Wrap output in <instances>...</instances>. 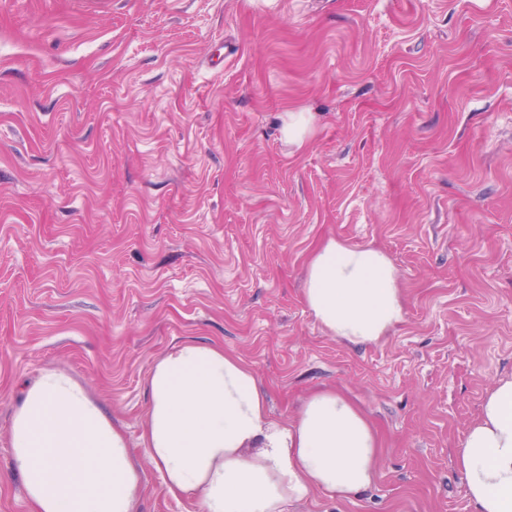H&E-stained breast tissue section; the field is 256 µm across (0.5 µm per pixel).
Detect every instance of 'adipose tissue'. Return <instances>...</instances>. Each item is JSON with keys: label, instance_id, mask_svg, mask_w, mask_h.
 Wrapping results in <instances>:
<instances>
[{"label": "adipose tissue", "instance_id": "ef3b65f1", "mask_svg": "<svg viewBox=\"0 0 512 512\" xmlns=\"http://www.w3.org/2000/svg\"><path fill=\"white\" fill-rule=\"evenodd\" d=\"M303 300L328 336L353 349L387 340L407 313L391 258L334 238L314 251ZM146 383L133 445L83 383L40 372L10 427L30 512H138L148 468L200 512H286L318 496L350 502L378 480L380 431L339 390H316L292 416L274 419L247 362L193 339L161 355ZM455 463L471 512H512V376L487 390Z\"/></svg>", "mask_w": 512, "mask_h": 512}]
</instances>
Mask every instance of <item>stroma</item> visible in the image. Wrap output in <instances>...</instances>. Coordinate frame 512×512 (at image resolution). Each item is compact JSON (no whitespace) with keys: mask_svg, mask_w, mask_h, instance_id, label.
<instances>
[{"mask_svg":"<svg viewBox=\"0 0 512 512\" xmlns=\"http://www.w3.org/2000/svg\"><path fill=\"white\" fill-rule=\"evenodd\" d=\"M330 238L398 269L379 345L303 301ZM188 339L248 362L274 418L327 385L379 428L371 490L290 512H471L454 448L512 375V0H0V512H29L25 384L67 371L134 442ZM140 512L198 505L151 472ZM310 118L307 112H290L283 128L284 135L289 142L302 145L308 135Z\"/></svg>","mask_w":512,"mask_h":512,"instance_id":"35a3bbf8","label":"stroma"}]
</instances>
